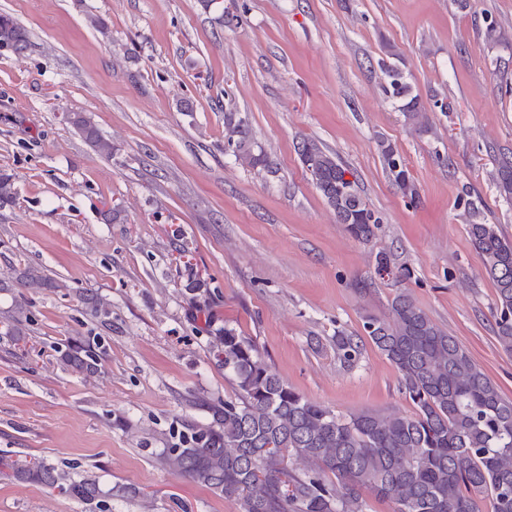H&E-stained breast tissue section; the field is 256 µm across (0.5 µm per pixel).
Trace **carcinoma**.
Returning a JSON list of instances; mask_svg holds the SVG:
<instances>
[{"label": "carcinoma", "instance_id": "cac0c4a2", "mask_svg": "<svg viewBox=\"0 0 512 512\" xmlns=\"http://www.w3.org/2000/svg\"><path fill=\"white\" fill-rule=\"evenodd\" d=\"M23 56L30 48L27 30L10 14L0 13V49ZM384 94L403 102L406 120L420 133L431 132L417 96L394 63L380 67ZM69 123L99 155L110 158L112 140L83 114ZM224 143L242 166L265 164L255 153L247 116L224 94ZM297 153L313 184L339 223L369 241L381 218L364 202L357 180L336 155L303 138ZM384 169L409 203L419 200L405 159L381 143ZM495 187L512 199V162L496 168ZM14 176L0 172V210L15 204ZM468 235L483 257L496 289V337L512 351V240L494 224L469 212ZM65 288L42 269H11L3 288ZM86 315L112 324V305L90 289L81 292ZM34 321L25 300L0 322L13 336ZM365 337L336 334V356L355 365L367 339L397 369L414 412L359 411L346 415L303 398L261 357L255 344L226 326L213 348L235 394L208 405L212 420L190 424L177 442L161 453L171 474L210 489L237 504L238 512H365L363 491L394 504L393 512H512V399L471 358L453 336L437 325L406 291L390 302L388 316H368ZM106 354L101 336L67 344L60 361L66 368L94 372ZM56 488L89 509L112 512V489L93 476L75 479L70 471L42 459L0 451V480Z\"/></svg>", "mask_w": 512, "mask_h": 512}]
</instances>
